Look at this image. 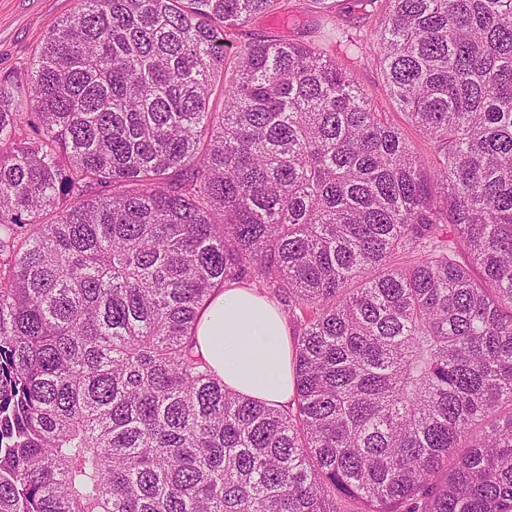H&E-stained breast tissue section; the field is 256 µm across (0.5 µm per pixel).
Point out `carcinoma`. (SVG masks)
Instances as JSON below:
<instances>
[{
	"label": "carcinoma",
	"mask_w": 512,
	"mask_h": 512,
	"mask_svg": "<svg viewBox=\"0 0 512 512\" xmlns=\"http://www.w3.org/2000/svg\"><path fill=\"white\" fill-rule=\"evenodd\" d=\"M384 7L428 158L284 0H77L0 75V512H512V0ZM233 283L291 404L194 349ZM251 29L255 30L259 33H265L267 35H274L284 39H305L308 40L309 36L303 37V35H308L303 33L300 28H295V26L288 24L285 17L281 16H263L254 19L250 23ZM301 37V38H300ZM287 311L286 319L252 288L229 285L202 312L196 351L229 389L273 406L286 405L295 394L291 349L297 329Z\"/></svg>",
	"instance_id": "1"
}]
</instances>
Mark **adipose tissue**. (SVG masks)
Masks as SVG:
<instances>
[{"label": "adipose tissue", "mask_w": 512, "mask_h": 512, "mask_svg": "<svg viewBox=\"0 0 512 512\" xmlns=\"http://www.w3.org/2000/svg\"><path fill=\"white\" fill-rule=\"evenodd\" d=\"M195 339L197 352L229 389L273 406L294 396L287 320L253 289L233 284L217 292Z\"/></svg>", "instance_id": "ef3b65f1"}]
</instances>
